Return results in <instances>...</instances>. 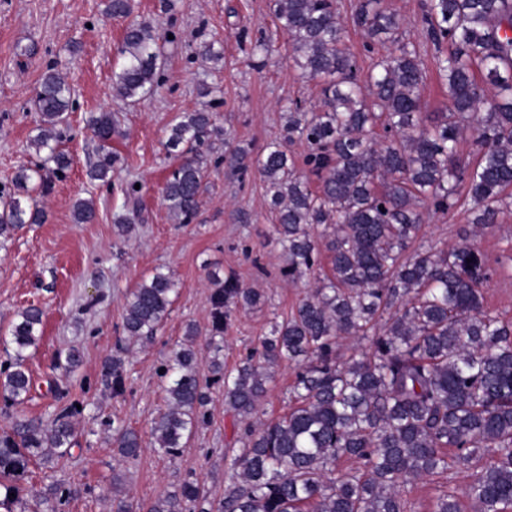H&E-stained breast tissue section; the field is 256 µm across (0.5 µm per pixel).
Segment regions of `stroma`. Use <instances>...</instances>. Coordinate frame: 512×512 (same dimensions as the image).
I'll list each match as a JSON object with an SVG mask.
<instances>
[{"mask_svg": "<svg viewBox=\"0 0 512 512\" xmlns=\"http://www.w3.org/2000/svg\"><path fill=\"white\" fill-rule=\"evenodd\" d=\"M135 19L151 22L158 33H174L166 43L163 82L136 108L126 106L112 91L126 20L105 14V0H0V186H10L20 166L34 162L30 142L38 132L40 114L35 95L48 66H56L73 87L70 122L78 137L61 147L72 158L65 177L55 180L47 198L46 223L25 226L0 248V334L17 312L35 305L44 311L41 340L25 353V364L37 386L31 398L10 408L0 406V430L17 418L51 417L58 405H80L75 421L79 446L53 469L32 467L26 487L41 488L50 479L81 486L59 512H113L112 473L127 476L128 498L149 507L160 495L176 490L188 478L203 493L219 500L227 484L226 449L236 447L233 416L224 408V384L208 389L209 419L199 425L176 458L158 453L152 427L165 411L162 364L187 326L197 331L200 370H207L211 331L209 295L213 279L237 278L260 289L258 308L233 312L224 328V365L233 367L259 348L272 323L288 317L313 277L289 281L281 271L288 256L276 241L266 189L259 174L241 179L223 164H211L207 189L197 219L174 223L162 198L169 171L177 160L165 148L167 130L184 112L206 111L226 132V143H215L214 155L226 145H241L259 154L280 137L289 101L306 106L320 102L316 81L303 77L290 56L288 42L277 33L272 0H174L164 11L162 0H136ZM400 14L402 37L420 51L425 71L423 110L427 116L448 109V90L442 83L434 47L425 39L420 0H388ZM271 37L270 56L252 53L240 34ZM209 41L224 48V57L201 58L197 43ZM118 113L123 136L114 138L112 152L122 167L112 185L91 183L88 163L97 142L86 121L97 112ZM143 186L144 220L128 236H119L116 218L125 212L121 184ZM93 198L97 219L75 223L72 205ZM468 195L447 214L426 216L419 245L444 247L468 231ZM493 270L485 286V307L512 320V214L485 229L475 239ZM169 273L178 295L153 343L129 342L123 332L127 293L155 270ZM127 348V390L113 396L100 383L101 365L118 348ZM77 349L80 363L69 377L56 367L58 354ZM273 380L263 398L257 421L282 416L292 403L295 370L281 361L271 370ZM134 429L143 448L137 461L120 459L111 429L102 420ZM469 472L452 467L437 477L404 486L410 512H431L443 491H454L461 512H478L467 494Z\"/></svg>", "mask_w": 512, "mask_h": 512, "instance_id": "35a3bbf8", "label": "stroma"}]
</instances>
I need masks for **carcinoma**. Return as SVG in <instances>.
<instances>
[{"instance_id": "1", "label": "carcinoma", "mask_w": 512, "mask_h": 512, "mask_svg": "<svg viewBox=\"0 0 512 512\" xmlns=\"http://www.w3.org/2000/svg\"><path fill=\"white\" fill-rule=\"evenodd\" d=\"M135 0H107L106 13L128 18ZM427 39L448 52L438 69L448 88V111L426 122L424 68L415 46L401 36L402 19L385 0H357L353 19L386 54L360 74L345 46L337 0H273L277 29L304 75L321 82V105L288 106L281 138L253 156L237 146L224 165L262 178L275 212L277 240L288 254L282 274L295 281L321 264L318 279L285 320L275 323L261 348L224 370V325L235 309L262 303L255 288L232 277L213 282L210 373L224 381V407L240 428L242 448L230 456L228 486L215 503L192 480L159 496L148 512H406L402 487L452 465L480 466L468 487L479 512H512V321L484 308L482 286L492 269L465 236L451 247H414L427 212L446 213L470 197L471 234L501 223L512 210V0H421ZM156 29L133 20L126 27L114 72L119 96L146 100L164 76L163 42ZM39 133L31 146L39 161L20 167L14 190H0V247L25 224H43L46 210L29 203L30 186L46 196L52 177L69 169L59 148L73 108L71 87L55 68L36 96ZM99 142L87 175L112 184L121 166L109 150L123 135L110 112L90 115ZM474 136L480 149L464 159L458 146ZM224 139L208 112H184L170 125L166 147L179 163L169 173L165 204L179 224L197 218L208 166L206 151ZM306 144L303 167L284 143ZM123 192L131 211L116 219L126 236L138 221L142 189ZM78 224L96 219L93 200L73 206ZM323 227L322 234L314 233ZM177 293L157 270L126 296L123 330L141 343L156 336ZM42 309L18 312L0 342L13 347L0 366V397L11 405L29 399L32 379L24 351L40 340ZM346 339L370 340L348 357ZM196 329L162 365L168 405L155 423L154 447L175 457L205 422L208 396L195 352ZM297 367L294 403L277 420L253 421L267 393L270 368L282 360ZM127 371L122 352L106 358L100 382L120 396ZM78 410L62 406L53 419L23 418L0 434V505L13 512H54L80 489L50 482L27 500L11 497L33 462L48 468L71 454ZM118 454L139 457L142 441L115 429ZM455 449L448 456V449ZM355 459L358 470L336 471ZM432 512H460L456 496L439 495Z\"/></svg>"}]
</instances>
